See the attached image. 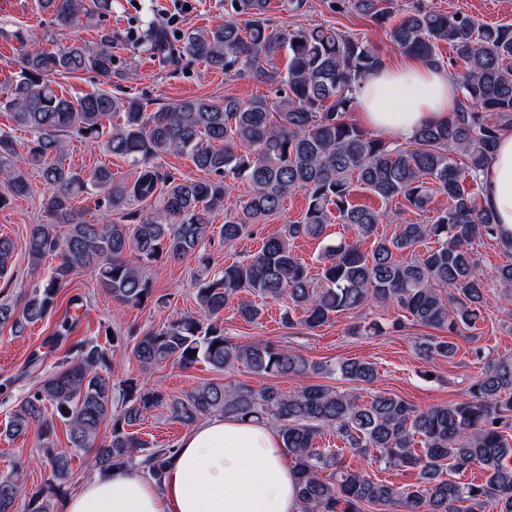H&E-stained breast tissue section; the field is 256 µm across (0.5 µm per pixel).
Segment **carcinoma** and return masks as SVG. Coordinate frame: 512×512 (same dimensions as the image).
Returning <instances> with one entry per match:
<instances>
[{
	"mask_svg": "<svg viewBox=\"0 0 512 512\" xmlns=\"http://www.w3.org/2000/svg\"><path fill=\"white\" fill-rule=\"evenodd\" d=\"M270 0H225L228 19L213 29L192 30L182 53L224 71L255 77L275 86L272 106L261 97L244 101L196 97L154 112L137 98L116 97L108 90L75 101L52 85L57 73L93 71L112 82V38L93 47L70 43L54 50L22 54L0 109L12 113L17 126L32 134L27 149L0 131V176L13 197L29 193L26 168L39 170L49 187L42 207L48 222L34 224L26 242L28 256L39 265L58 258L49 275L23 304L0 301V326L21 336L50 316L70 275L84 268L97 272L98 283L122 305L138 307L153 296L146 268L164 258H198L196 314L167 320L146 330L132 348L143 367L174 361L185 368L204 362L217 370L241 363L254 372L291 376L336 375L355 385L377 378L375 365L359 357L334 364L317 363L287 347L261 339L241 343L224 334V307L238 299L237 312L253 322L261 308L248 299H288L284 324L314 330L335 321L341 312L396 306L413 323L448 332L426 336L418 350L426 360L452 359L463 335L481 316L488 279L479 272L475 241L489 239L512 252V238L494 223L492 212L472 191L489 162L501 132L512 128V23H478L462 12H444L420 3L401 9L394 0H336V11L354 10L376 25L406 54L442 66L439 44L447 43L462 70L449 68L462 100L448 119L421 128L409 144H397L365 131L349 120L355 92L385 60L367 41L332 26L277 28L267 16ZM52 23L70 28L80 17L102 15L112 0H39ZM287 56L285 69L275 60ZM121 120L109 124L114 116ZM66 133L90 139L112 155L141 167L137 179L117 180L98 166L84 173L62 162ZM168 153L187 155L212 180L166 182L162 203L142 212L135 224L111 219L134 200L151 198L158 183L151 161ZM245 178L251 194L232 202V182ZM362 188L382 202L404 199L424 211L432 196L448 197L430 224L407 223L389 237L380 236L381 212L355 205L351 196ZM300 191L307 207L299 220L284 224L261 249L243 262L215 271L201 249L211 232V214L224 211L218 239L239 240L253 224L274 215L285 198ZM83 194L104 200L106 214L90 222L73 206ZM356 228L371 249L358 242L328 246L321 255L319 281L292 252L297 239L319 238L332 215ZM435 242L423 252L413 247ZM15 242L0 236V275L8 273ZM411 252L410 257L403 254ZM512 303V262L492 274ZM304 316L292 318V309ZM74 330L67 314L55 323L43 345L63 347ZM117 347L119 334L101 345L86 339L70 345L75 357L46 376L10 413L0 433L14 439L32 429L40 436L42 461L49 474L38 487L26 488L18 472L0 475V512H53L52 498L71 476V457L51 439L55 421L67 428L70 447L87 452L88 467L106 471L139 461L146 475L160 484L174 445H154L132 428L162 407L191 428L211 413L262 420L279 432L294 463L301 512H512V357L484 356L483 371L459 401L419 408L384 392L367 399L351 391L308 384L284 393L275 385L254 389L245 383L203 384L183 397H170L136 378L112 386L106 344ZM52 413H47V405ZM111 422L108 436L101 425ZM329 430L351 453L371 456L384 468H406L417 482L398 486L375 480L347 466L339 454L316 445ZM483 470L480 483H462L447 473Z\"/></svg>",
	"mask_w": 512,
	"mask_h": 512,
	"instance_id": "obj_1",
	"label": "carcinoma"
}]
</instances>
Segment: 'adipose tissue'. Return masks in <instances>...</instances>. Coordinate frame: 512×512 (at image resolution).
I'll list each match as a JSON object with an SVG mask.
<instances>
[{
    "instance_id": "1",
    "label": "adipose tissue",
    "mask_w": 512,
    "mask_h": 512,
    "mask_svg": "<svg viewBox=\"0 0 512 512\" xmlns=\"http://www.w3.org/2000/svg\"><path fill=\"white\" fill-rule=\"evenodd\" d=\"M460 91L446 68L417 57L371 72L357 90L358 119L408 141L456 110ZM483 203L512 233V133L502 134L480 174ZM63 512H300L295 472L275 428L211 416L188 430L162 483L134 465L95 472Z\"/></svg>"
}]
</instances>
